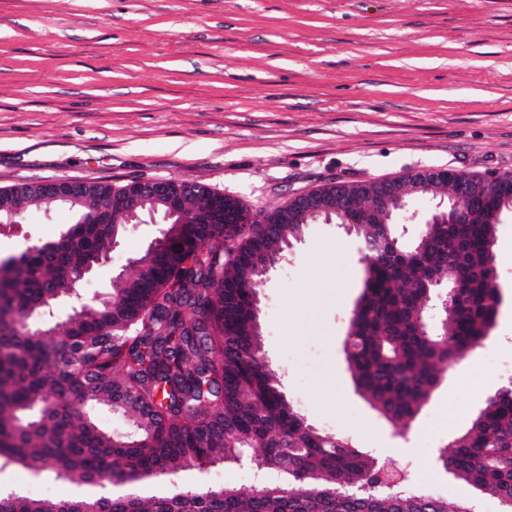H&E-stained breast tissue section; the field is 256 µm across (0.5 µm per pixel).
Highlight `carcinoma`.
Listing matches in <instances>:
<instances>
[{
  "label": "carcinoma",
  "mask_w": 512,
  "mask_h": 512,
  "mask_svg": "<svg viewBox=\"0 0 512 512\" xmlns=\"http://www.w3.org/2000/svg\"><path fill=\"white\" fill-rule=\"evenodd\" d=\"M477 215L441 224L430 215L407 243L396 225L373 213L355 237L366 245V278L344 339L357 392L382 417L410 426L442 377L494 326L500 305L494 246L502 214L486 179ZM133 183L96 185L72 210L78 221L59 242L34 246L0 264V459L36 474L52 471L78 485L115 476L146 480L240 458L281 480L261 493L234 486L173 488L67 500L0 491V512H448L420 491L396 496L380 485L376 458L341 435L319 431L297 410L278 373L249 335V311L264 277L254 256L265 239L288 247L308 216L277 211L250 223L228 203L233 223L221 232L161 231L154 248L130 265L112 297L83 303L77 316L29 332L18 322L47 297L73 294L75 281L113 230L103 200ZM23 212L50 202L25 186L7 190ZM214 191L195 185L188 212ZM446 330L418 322L421 310L444 312ZM122 418L121 435L102 430L96 411ZM439 464L485 496L512 500V381L486 398L468 426L440 448Z\"/></svg>",
  "instance_id": "cac0c4a2"
}]
</instances>
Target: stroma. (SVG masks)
<instances>
[{"mask_svg": "<svg viewBox=\"0 0 512 512\" xmlns=\"http://www.w3.org/2000/svg\"><path fill=\"white\" fill-rule=\"evenodd\" d=\"M424 167L512 173V0H0V188L175 177L261 213L331 178ZM75 220L62 207L26 211L0 233V261ZM158 231L129 225L79 283L85 300L111 293ZM494 253L496 322L407 427L372 409L347 370L364 279L354 236L308 224L257 287L265 356L307 421L407 475L425 470L438 498L480 512L502 506L436 457L501 383L484 357L512 348V220ZM256 481L253 468L218 464L134 489L248 494Z\"/></svg>", "mask_w": 512, "mask_h": 512, "instance_id": "1", "label": "stroma"}]
</instances>
